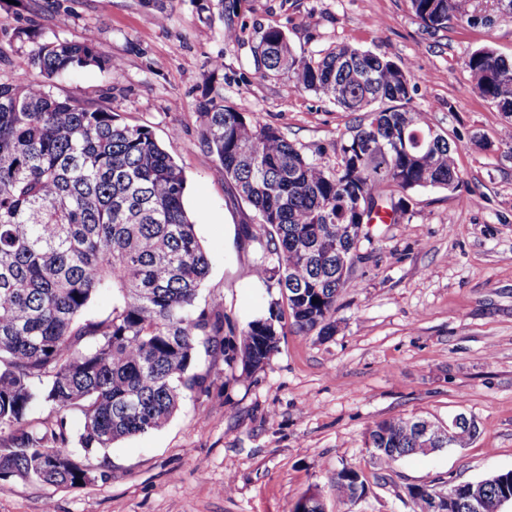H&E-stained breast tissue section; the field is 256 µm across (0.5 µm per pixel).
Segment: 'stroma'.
Instances as JSON below:
<instances>
[{
	"label": "stroma",
	"instance_id": "1",
	"mask_svg": "<svg viewBox=\"0 0 512 512\" xmlns=\"http://www.w3.org/2000/svg\"><path fill=\"white\" fill-rule=\"evenodd\" d=\"M204 2L170 0L160 15L141 0H0V80H39L29 55L47 39L90 38L118 60L112 72L83 68L53 91L149 127L183 167L185 206L211 258L202 297H223L233 323L245 325L270 297L254 247L238 239L252 211L202 149L197 101L220 93L329 165L353 121L314 92L289 93L288 74H256L251 49L268 27L299 52L349 44L409 67L410 106L456 144L459 187L417 190L404 218L365 225L336 335L289 331L250 374L216 364L209 395L186 398L163 429L91 458L106 477L71 488L0 479V512H293L310 493L328 512H412L408 486L512 470V146L466 66L484 46L512 59V13L476 0L488 24L455 20L434 34L408 0H236L232 14ZM236 28L240 41L225 39ZM457 413L479 427L466 447L385 468L365 446L375 421ZM345 465L367 484L350 508L330 485Z\"/></svg>",
	"mask_w": 512,
	"mask_h": 512
}]
</instances>
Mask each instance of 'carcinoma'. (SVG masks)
<instances>
[{"mask_svg":"<svg viewBox=\"0 0 512 512\" xmlns=\"http://www.w3.org/2000/svg\"><path fill=\"white\" fill-rule=\"evenodd\" d=\"M409 4L435 31L454 19L481 20L472 0ZM253 57L260 77L284 71L293 90L320 94L355 120L329 166L217 95L196 104L200 145L254 212L240 238L259 245L256 272L278 293L241 328L224 302H199L211 264L184 204L182 167L148 127L50 89L77 68L110 71L119 63L90 40L46 42L30 58L42 81H0L1 477L85 484L90 456L162 428L187 396L207 394L217 357L251 373L290 328L335 335L347 283L341 256L361 241L355 226L382 208L406 214L415 190L456 191V147L408 107L416 83L406 66L346 44L299 53L277 27L265 31ZM467 67L479 95L511 126L512 60L482 47ZM101 294L112 303L98 311ZM46 408L49 424L34 417ZM409 421L368 428L382 448L380 465L421 453ZM333 483L345 503L366 490L351 466ZM450 492L459 483L407 487L413 512H430L431 500ZM507 494L512 470L487 487L493 507Z\"/></svg>","mask_w":512,"mask_h":512,"instance_id":"obj_1","label":"carcinoma"}]
</instances>
